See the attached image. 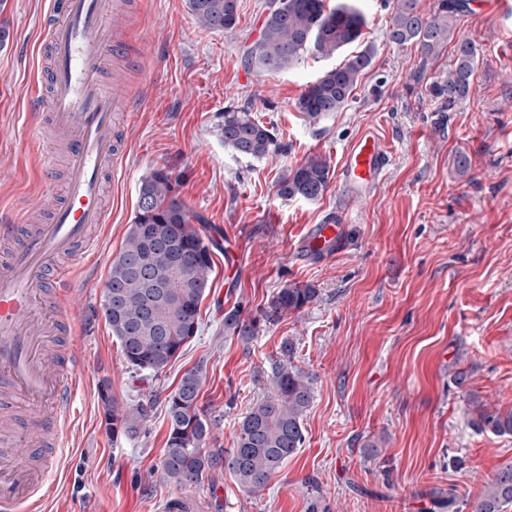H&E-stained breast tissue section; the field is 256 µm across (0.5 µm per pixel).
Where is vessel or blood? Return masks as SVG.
I'll use <instances>...</instances> for the list:
<instances>
[{
  "label": "vessel or blood",
  "mask_w": 512,
  "mask_h": 512,
  "mask_svg": "<svg viewBox=\"0 0 512 512\" xmlns=\"http://www.w3.org/2000/svg\"><path fill=\"white\" fill-rule=\"evenodd\" d=\"M122 0H50L42 37L51 57L50 89L32 99L31 135L43 123L54 133L40 158L44 177L64 165L62 199L40 224L16 238L0 225V512H44L46 490L68 463L65 434L70 404L86 358L53 344L77 296L76 263L93 250L94 230L110 219L106 165L116 160V124L133 104L102 74L124 44L109 9ZM390 152L373 127L345 151L339 178L362 198L379 183Z\"/></svg>",
  "instance_id": "obj_1"
}]
</instances>
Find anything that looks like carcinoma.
<instances>
[{
  "label": "carcinoma",
  "instance_id": "carcinoma-1",
  "mask_svg": "<svg viewBox=\"0 0 512 512\" xmlns=\"http://www.w3.org/2000/svg\"><path fill=\"white\" fill-rule=\"evenodd\" d=\"M281 2L275 10L265 5L260 35L244 53L246 67L285 71L306 53L330 58L363 35L366 19L352 4ZM237 5L238 0H187L198 27L213 32L235 27ZM460 9L457 0H436L434 11L426 16L420 12L418 0H393L387 39L399 47H417L426 63L437 58L448 44ZM374 56L375 48L366 45L308 85L296 102L302 117L316 124L344 109ZM478 66L472 42L456 38L452 66L429 86V95L439 102L440 111L451 112L470 96ZM217 135L240 157L259 160L280 149L274 133L246 111H225ZM329 183L327 161L310 156L281 173L276 187L277 194L286 200L314 201L324 195ZM199 224H206L205 218L184 205L170 172L158 168L142 178L134 222L112 260L106 281L118 303L111 305L105 298L101 301L105 323L136 375H160L198 333L200 305L211 288L214 269L212 250L197 228ZM140 266L149 268L151 277L141 275ZM316 298L317 291L310 286L281 288L262 311L263 320L274 322ZM258 324L259 320L244 318L236 309L224 313V335L245 343L256 335ZM295 353L293 341L282 342L267 373L269 395L243 418L234 447L229 449L206 448L217 424L200 405L206 368L198 364L186 370L176 389L168 394L162 481L182 488L202 482L215 471H224L243 489L260 492L305 442L303 418L314 400L315 378L294 364ZM100 398L105 429L114 437L137 433L148 416L142 404H121L110 394ZM471 425L481 433L512 436V408L489 410L480 406ZM453 505L456 512L467 507L471 512H505L512 505V462L502 465L472 500L449 489L448 506Z\"/></svg>",
  "mask_w": 512,
  "mask_h": 512
}]
</instances>
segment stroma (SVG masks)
<instances>
[{
    "instance_id": "stroma-1",
    "label": "stroma",
    "mask_w": 512,
    "mask_h": 512,
    "mask_svg": "<svg viewBox=\"0 0 512 512\" xmlns=\"http://www.w3.org/2000/svg\"><path fill=\"white\" fill-rule=\"evenodd\" d=\"M264 0H238L229 31L195 24L187 0H135L126 47L109 69L137 107L117 136L124 154L107 185L111 221L78 263L84 282L70 340L87 366L66 433L71 459L47 512H162L183 497L193 512H440L433 494L476 496L512 462V436L476 431L475 404L512 407V13L496 0H461L456 33L480 63L468 99L436 111L428 89L447 71L453 47L423 61L386 30L388 0H358L376 49L343 110L310 124L295 103L306 85L347 58L303 56L280 73L246 68ZM49 0H0V218L47 208L59 181L39 175L26 124L32 84L46 85L40 19ZM252 112L275 134L278 155L253 160L225 148L216 125L225 110ZM377 127L391 161L376 192L355 198L337 173L345 148ZM466 154L459 174L453 160ZM326 157L333 174L318 200H285L284 167ZM164 168L207 235L233 248L214 257L212 286L197 335L161 376L137 380L101 314L103 286L136 211L143 176ZM340 219L335 256L297 248L307 226ZM286 286L317 289L316 302L261 323L242 343L224 333V313L259 316ZM292 340L295 363L315 376L303 418L306 441L267 486L251 494L225 473L176 488L159 477L168 423L166 398L185 370L202 363L200 403L218 421L208 442L233 447L239 425L267 396L270 363ZM468 383L458 386V373ZM123 404L150 413L133 436L111 437L102 422V384Z\"/></svg>"
}]
</instances>
